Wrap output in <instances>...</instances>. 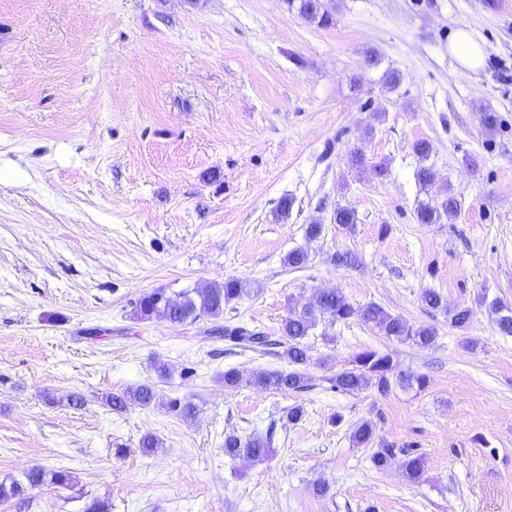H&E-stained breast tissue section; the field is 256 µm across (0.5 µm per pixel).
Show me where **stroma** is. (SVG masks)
<instances>
[{
  "label": "stroma",
  "mask_w": 512,
  "mask_h": 512,
  "mask_svg": "<svg viewBox=\"0 0 512 512\" xmlns=\"http://www.w3.org/2000/svg\"><path fill=\"white\" fill-rule=\"evenodd\" d=\"M325 4L321 27L284 0H0V480L34 465L75 478L0 512H82L94 498L110 512H512V337L487 306L512 305V0ZM460 28L483 41V69L451 55ZM419 140L431 146L427 188ZM357 151L386 176L351 169ZM447 193L455 218L418 223V202ZM339 206L354 211L352 228L334 222ZM313 222L322 233L310 240ZM295 249L308 253L303 268L285 262ZM228 277L249 293L222 318L133 317L146 293L176 300ZM428 288L472 309L467 331L425 305ZM318 289L438 337L419 348L355 318L321 322L308 389L225 388L228 368L285 362L227 351L212 330L277 332ZM366 349L392 353L426 387L331 389ZM145 382L155 405H104ZM174 398L195 416L172 411ZM294 405L304 417L292 425ZM363 420L418 447L420 482L399 462L373 466L351 439ZM271 426V458H225L226 432ZM148 432L161 446L145 454ZM319 479L331 486L323 498Z\"/></svg>",
  "instance_id": "stroma-1"
}]
</instances>
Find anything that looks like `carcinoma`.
<instances>
[{"label":"carcinoma","instance_id":"1","mask_svg":"<svg viewBox=\"0 0 512 512\" xmlns=\"http://www.w3.org/2000/svg\"><path fill=\"white\" fill-rule=\"evenodd\" d=\"M288 10L297 13L309 23L326 26L331 15L322 10L320 0H286ZM459 201L452 194L436 200L421 203L416 211L420 224H438L442 219H451L456 215ZM245 283L234 277L224 279L222 283H206L182 293L178 300H171L162 291H153L143 295L135 311L137 318L155 319L174 325L193 323L203 317L217 318L224 314L226 306L247 294ZM423 301L435 310L448 313L450 325L458 330L469 328L473 311L469 308H450L443 296L427 289ZM489 310L496 315L498 332L502 336H512V307L493 300ZM358 318L365 325L376 330L386 338L399 342H408L419 348L434 344L438 330L433 325L414 327L399 315H394L376 303L354 306L338 290L318 289L309 303L300 309L290 308L282 318L278 332L280 339H274L258 326L242 323L226 325L223 330L224 341L230 346L242 350H262L272 345L282 347L280 356L286 360L284 369L260 370L248 375L236 368L224 371V386L238 388L242 385L269 390L272 392L300 391L307 386L304 367L311 360V348L307 339L311 336L317 320L327 319L330 323H345ZM408 386L423 389L426 377L410 371L397 370V364L391 354L375 349H366L353 356L349 366L336 372L329 378L331 388L345 394H356L368 388H374L381 396L387 395L392 387L391 378ZM157 395L155 386L141 384L121 393H109L105 404L112 410L123 412L131 406L147 408L154 404ZM352 441L365 448L372 449L371 462L378 469L388 467L395 458V448L377 439L376 424L370 420L357 423L351 434ZM273 433L266 435L242 436L234 431L224 433V457L230 460L247 458L254 462H263L273 453ZM402 469L410 482L420 481L426 471V458L409 448L402 449ZM74 477L66 469L46 470L33 466L23 473V479L0 481V502H8L23 495L28 488L54 486L69 488Z\"/></svg>","mask_w":512,"mask_h":512}]
</instances>
